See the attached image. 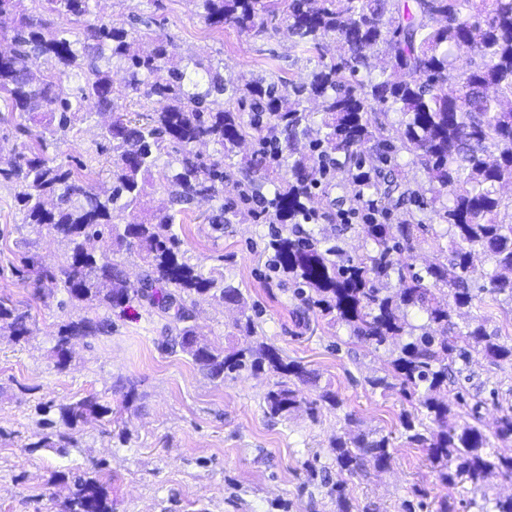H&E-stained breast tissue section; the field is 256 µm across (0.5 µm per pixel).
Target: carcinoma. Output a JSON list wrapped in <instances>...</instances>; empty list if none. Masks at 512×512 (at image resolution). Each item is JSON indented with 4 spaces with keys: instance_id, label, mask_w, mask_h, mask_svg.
<instances>
[{
    "instance_id": "cac0c4a2",
    "label": "carcinoma",
    "mask_w": 512,
    "mask_h": 512,
    "mask_svg": "<svg viewBox=\"0 0 512 512\" xmlns=\"http://www.w3.org/2000/svg\"><path fill=\"white\" fill-rule=\"evenodd\" d=\"M41 11L28 13L23 0H0V17L16 16L12 35L0 46V93L24 121L39 118L42 135L35 147L14 151L13 162L0 167V180L20 188L18 200L25 221L61 237L64 261L58 270L36 271L44 294L62 288L72 301L110 309L130 299V285L115 262L118 254L142 258L150 271L140 284V297L162 312L174 311L181 346L211 379L243 371L274 373L278 380L264 396L266 413L287 414L306 403L299 385L307 371L287 361L262 340L247 347L213 348L187 324L183 297L207 294L216 281L196 272L179 256L172 233L174 216L114 228V219L141 204L153 168L178 146L168 161L167 180L179 202L224 193V158L237 153L248 139L259 148L248 168L260 172L252 192L266 199L269 215L282 225L270 241L275 268L298 285L302 303L336 313L359 342L392 347L390 369L369 384L399 389L414 411L402 416L408 442L427 450L440 481L453 487L467 482L483 491L489 476L512 480V455L493 450L478 425L484 401L465 389L451 404L442 395L452 374H463L473 355L512 364V343L484 324L461 329L453 321L461 309L487 293L512 302V224L499 220L500 188L512 183V0H193L209 27L265 31V20L285 16V34L317 66L282 92L264 79L244 84L212 76L207 83L187 78L174 65L172 44L156 38L149 53L137 49L138 30L110 22H86L90 0H38ZM70 15L86 24L96 41L100 63L87 64L77 42L52 32L50 18ZM339 53L325 57V42ZM467 47L469 67L459 71L450 50ZM126 74L125 89L166 102L146 122L117 116L106 129L112 143V185L104 193L92 180L58 161L56 150L71 130L74 114L91 100L96 110L116 112L121 94L113 88L111 69ZM82 80L74 99L62 92L63 80ZM399 114L401 148L421 165L427 179L446 190L436 214L448 225L454 242L451 260L429 264L424 273L404 272L399 256L412 249L414 227L422 219L406 212L399 236L388 224L370 221L372 248L355 260L341 250L319 248L313 238L286 233L309 212L311 188L328 168H343L358 194L375 199L389 212L381 189L384 170L394 167L393 123ZM219 146V158L202 161L194 153L200 143ZM373 144L375 164L365 167L363 147ZM55 200L48 210L44 201ZM489 257L493 269L485 283L471 288L472 248ZM398 274L394 293L382 287ZM212 297L240 305L239 289L224 286ZM424 312L419 327L407 320V309ZM29 315L0 299V324L20 339L30 334ZM102 323L88 318L70 321L57 332L55 367L66 368L71 343L92 336ZM61 423L76 430L90 416L111 409L85 397L56 405ZM495 437L512 441V403L500 406ZM386 436H338L332 446L336 467L353 475L390 463ZM68 496L59 512H112L109 491L86 473L67 478ZM336 494L337 512H371L350 502L344 488ZM479 512H512V496L472 502Z\"/></svg>"
}]
</instances>
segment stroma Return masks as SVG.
<instances>
[{"label":"stroma","instance_id":"1","mask_svg":"<svg viewBox=\"0 0 512 512\" xmlns=\"http://www.w3.org/2000/svg\"><path fill=\"white\" fill-rule=\"evenodd\" d=\"M152 36L140 47L151 51L153 35L170 38L179 58L218 67L226 80H275L280 85L305 76L314 66L308 55L280 34L253 35L233 28L213 30L193 0H159L151 9ZM10 107L0 100V157L13 147L34 143L38 121L16 125ZM110 116L84 105L77 113L60 157L74 168L95 171V189L111 181V144L105 137ZM167 168H154L142 203L117 218V225L139 222L162 212L175 217L179 253L203 275L223 277L239 288L243 306H227L208 295L187 297L190 323L217 349L244 347L251 339L234 327L251 318L258 336L287 359L311 373L303 387L316 412L299 408L269 416L263 395L273 374L242 373L211 379L182 350L167 314L140 297L124 310L92 308L70 301L64 290L40 297L33 273H22L26 255L46 267L63 260L60 237L26 223L16 195L18 186L0 181V297L29 315L30 334L16 340L0 333V512H49L52 501L67 494L64 475L84 471L106 483L113 512H336L330 489L344 485L353 503L375 512H401L406 500L422 503L421 512H437L444 495H452L456 512H474L469 485L445 489L425 459L423 448L408 444L401 415L411 404L400 392L381 395L368 380L384 375L390 352L358 342L347 327L319 309L302 304L287 276L274 270L269 241L276 227L254 219L241 190L253 179L240 156L224 161V199L173 201ZM351 187L332 172L314 191L316 216L305 233L322 248L338 247L357 258L370 247L361 220L341 223ZM223 213L220 224L208 217ZM413 250L400 256L420 270L445 263L452 244L445 225L431 209L422 213ZM84 317L108 322L107 331L74 341L64 370H57L52 348L59 326ZM459 325L483 323L488 331L512 338V305L485 299L462 309ZM479 394L482 429L493 434L498 416L493 394L512 391V364L476 357L465 383ZM336 393L340 405L320 403L322 390ZM86 396L111 407V415L91 417L63 448H41L48 433L43 407ZM386 436L391 460L381 471L349 475L337 468L331 446L344 433Z\"/></svg>","mask_w":512,"mask_h":512}]
</instances>
